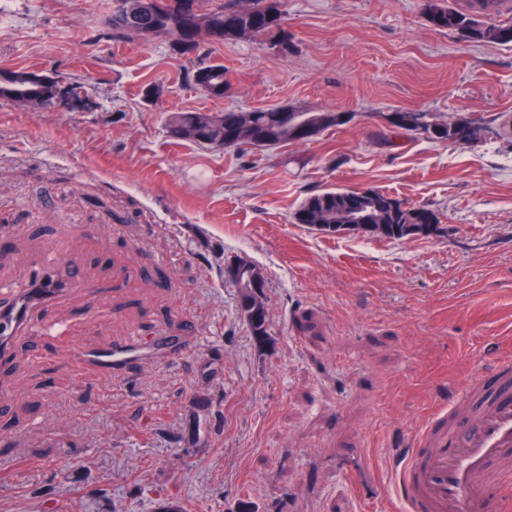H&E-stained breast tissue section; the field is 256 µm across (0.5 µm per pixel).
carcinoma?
<instances>
[{
    "instance_id": "obj_1",
    "label": "carcinoma",
    "mask_w": 512,
    "mask_h": 512,
    "mask_svg": "<svg viewBox=\"0 0 512 512\" xmlns=\"http://www.w3.org/2000/svg\"><path fill=\"white\" fill-rule=\"evenodd\" d=\"M254 12L241 13L235 10L237 2H232L212 11L200 8V0H157L162 14L160 22L166 26V37L182 53L196 47L204 40L198 27L205 25L214 29L211 41H222L229 37L228 31L239 28L240 37L263 36L271 40L288 43V32L284 27L269 19V14L284 20L280 0H251ZM425 15L432 19L440 14L447 19L446 29L461 36L485 42L512 43V25L498 24L476 14L451 7L448 0H425ZM112 24V39L126 41L144 38L133 30L127 20V13L119 9L112 10V16L106 19ZM210 75L202 79L194 75L198 85H204L205 91L213 96L222 97L230 88L224 65L213 63L207 66ZM303 113L301 109L279 107L257 110H227L213 116L203 112H177L168 118L167 129L170 136L177 140L191 142L205 147L202 140L220 144V148H239L249 146L266 150L280 148L290 142L288 130L293 120ZM378 199L385 203L380 222L369 225L365 234L383 236L391 239H403L410 236V207L403 202L383 193L375 192ZM355 194L350 190H326L308 197L295 213L296 223H301V214L305 211L334 212L340 206L351 201Z\"/></svg>"
}]
</instances>
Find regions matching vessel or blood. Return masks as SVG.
Wrapping results in <instances>:
<instances>
[{
    "label": "vessel or blood",
    "instance_id": "b4317fda",
    "mask_svg": "<svg viewBox=\"0 0 512 512\" xmlns=\"http://www.w3.org/2000/svg\"><path fill=\"white\" fill-rule=\"evenodd\" d=\"M25 293L0 308V355L30 321ZM138 342L83 351L78 368L107 374L130 357L144 355ZM512 469V359L498 361L449 410L437 414L411 452L400 461L397 480L409 512H501Z\"/></svg>",
    "mask_w": 512,
    "mask_h": 512
}]
</instances>
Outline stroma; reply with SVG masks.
Returning a JSON list of instances; mask_svg holds the SVG:
<instances>
[{"instance_id": "35a3bbf8", "label": "stroma", "mask_w": 512, "mask_h": 512, "mask_svg": "<svg viewBox=\"0 0 512 512\" xmlns=\"http://www.w3.org/2000/svg\"><path fill=\"white\" fill-rule=\"evenodd\" d=\"M424 0H282L262 38L186 54L105 37L112 0H8L0 71L87 95L0 100V298L52 257L82 285L49 299L0 359V512H403L393 462L512 355V43L428 23ZM222 63L229 96L192 81ZM341 112L256 151L169 136L170 113ZM398 112L483 130L430 140ZM373 189L432 210L405 239L296 223L309 196ZM266 278L256 339L224 272ZM168 345L109 374L77 350ZM14 79H17L18 82H26V83H40L50 86V92L44 96H38L30 101L28 104L32 107L45 109L50 107V104L53 102L55 97L56 88L54 84V79L40 72H33L32 74L23 75L21 77L12 76Z\"/></svg>"}]
</instances>
